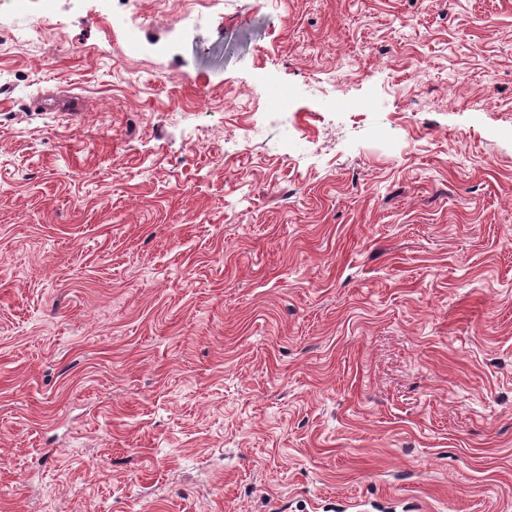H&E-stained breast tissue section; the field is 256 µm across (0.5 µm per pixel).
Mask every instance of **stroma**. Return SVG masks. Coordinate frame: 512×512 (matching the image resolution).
<instances>
[{
	"label": "stroma",
	"instance_id": "obj_1",
	"mask_svg": "<svg viewBox=\"0 0 512 512\" xmlns=\"http://www.w3.org/2000/svg\"><path fill=\"white\" fill-rule=\"evenodd\" d=\"M511 233L512 0H0V512H512Z\"/></svg>",
	"mask_w": 512,
	"mask_h": 512
}]
</instances>
